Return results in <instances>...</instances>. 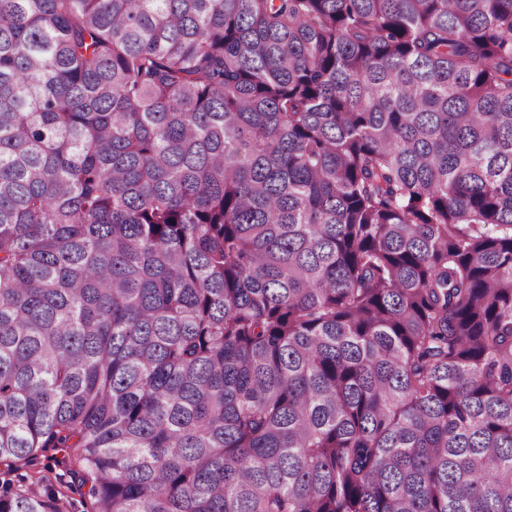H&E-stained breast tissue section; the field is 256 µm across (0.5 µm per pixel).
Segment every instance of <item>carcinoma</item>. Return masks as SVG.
<instances>
[{
  "instance_id": "1",
  "label": "carcinoma",
  "mask_w": 512,
  "mask_h": 512,
  "mask_svg": "<svg viewBox=\"0 0 512 512\" xmlns=\"http://www.w3.org/2000/svg\"><path fill=\"white\" fill-rule=\"evenodd\" d=\"M47 448L96 512H512V0H0V463Z\"/></svg>"
}]
</instances>
